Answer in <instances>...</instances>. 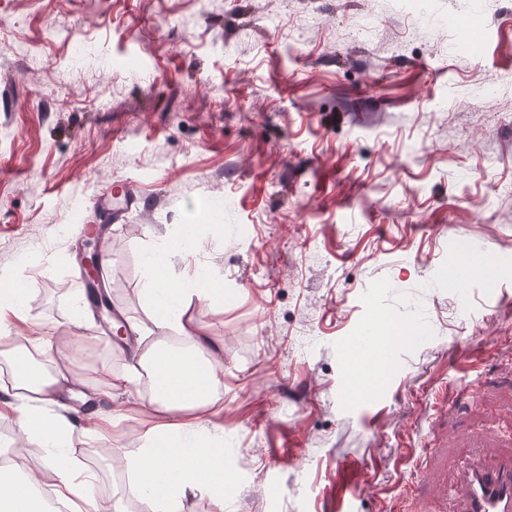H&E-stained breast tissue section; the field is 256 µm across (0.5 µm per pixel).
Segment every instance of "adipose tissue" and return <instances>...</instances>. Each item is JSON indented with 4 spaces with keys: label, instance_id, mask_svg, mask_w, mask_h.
Masks as SVG:
<instances>
[{
    "label": "adipose tissue",
    "instance_id": "ef3b65f1",
    "mask_svg": "<svg viewBox=\"0 0 512 512\" xmlns=\"http://www.w3.org/2000/svg\"><path fill=\"white\" fill-rule=\"evenodd\" d=\"M167 252L152 253L146 262L145 293L159 300L155 326L158 330L178 333L187 343L183 352L161 355L158 343L139 344L132 351V369L119 373L108 366H98L99 381L85 386L68 368L64 359H39L18 363V348L7 328L16 321L25 324L27 340L34 350L45 351L48 340L40 322L33 320L20 306L15 280L0 279V360L15 363L11 384L4 390L0 410H14L23 401L26 413L24 430H38L46 442L64 440L75 429L73 419L50 416L61 406L64 394H83L112 400L136 390L142 375L153 381L152 403L163 412V420L149 428L142 438L143 455L136 465V478L145 512H180L188 491L205 489L215 497L224 495V470L215 457V449L200 438L202 424L196 414L212 411L221 382V359L204 354L205 337L200 327L187 317L158 270L167 262ZM20 479L0 476V484L9 489L0 498V512H37L36 492L44 479H52L54 493L66 503L69 512H111L110 505L92 493L95 477L80 471L62 458H42L36 466L19 465Z\"/></svg>",
    "mask_w": 512,
    "mask_h": 512
}]
</instances>
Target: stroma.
<instances>
[{
    "instance_id": "stroma-1",
    "label": "stroma",
    "mask_w": 512,
    "mask_h": 512,
    "mask_svg": "<svg viewBox=\"0 0 512 512\" xmlns=\"http://www.w3.org/2000/svg\"><path fill=\"white\" fill-rule=\"evenodd\" d=\"M125 183L149 201L101 254L125 321L162 335L143 272L164 249L182 282L176 237L222 290L223 313L187 314L224 343V496L181 512H336L340 467L364 478L351 512L406 487L450 512L453 468L512 454V0H0V274L90 383L87 352L131 359L78 318L75 251ZM467 258L491 277L449 285ZM383 326L406 344L353 351ZM358 375L379 391L349 394ZM151 397L112 402L103 437L79 416L60 449L122 512H143ZM0 443L50 453L13 415Z\"/></svg>"
}]
</instances>
